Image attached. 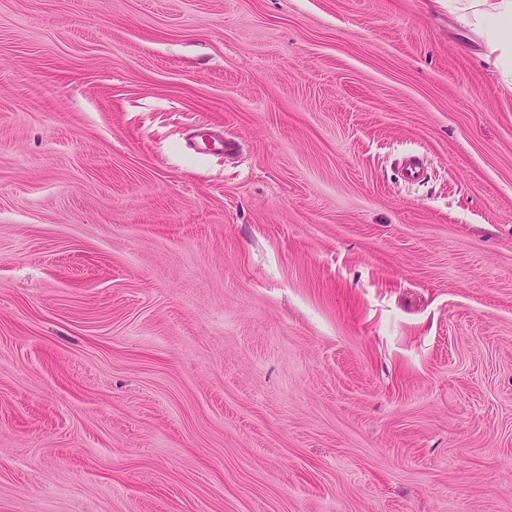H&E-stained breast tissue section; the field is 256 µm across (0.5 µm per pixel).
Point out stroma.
<instances>
[{
    "instance_id": "obj_1",
    "label": "stroma",
    "mask_w": 512,
    "mask_h": 512,
    "mask_svg": "<svg viewBox=\"0 0 512 512\" xmlns=\"http://www.w3.org/2000/svg\"><path fill=\"white\" fill-rule=\"evenodd\" d=\"M0 512H512V92L447 0H0Z\"/></svg>"
}]
</instances>
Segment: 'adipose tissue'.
<instances>
[{
  "label": "adipose tissue",
  "mask_w": 512,
  "mask_h": 512,
  "mask_svg": "<svg viewBox=\"0 0 512 512\" xmlns=\"http://www.w3.org/2000/svg\"><path fill=\"white\" fill-rule=\"evenodd\" d=\"M466 22L484 35L490 52L496 53L512 91V0H465Z\"/></svg>",
  "instance_id": "adipose-tissue-1"
}]
</instances>
